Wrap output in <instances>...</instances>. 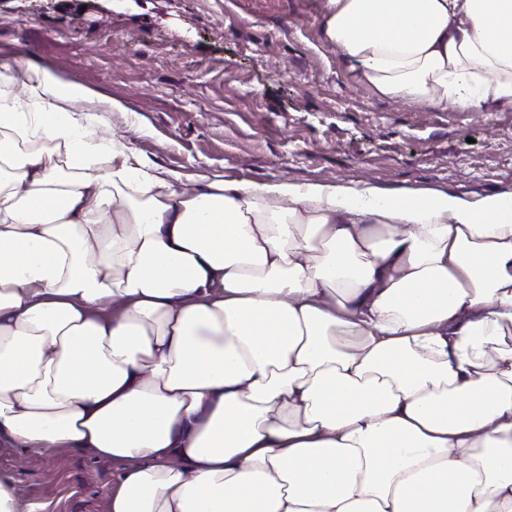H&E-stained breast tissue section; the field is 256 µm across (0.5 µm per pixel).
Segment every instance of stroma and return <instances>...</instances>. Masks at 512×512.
I'll use <instances>...</instances> for the list:
<instances>
[{"instance_id": "1", "label": "stroma", "mask_w": 512, "mask_h": 512, "mask_svg": "<svg viewBox=\"0 0 512 512\" xmlns=\"http://www.w3.org/2000/svg\"><path fill=\"white\" fill-rule=\"evenodd\" d=\"M326 0H0V67L122 110L98 117L185 187L203 177L512 194V107L442 111L357 84L321 35ZM30 512H103L115 468L0 445Z\"/></svg>"}]
</instances>
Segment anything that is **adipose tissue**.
Listing matches in <instances>:
<instances>
[{
	"mask_svg": "<svg viewBox=\"0 0 512 512\" xmlns=\"http://www.w3.org/2000/svg\"><path fill=\"white\" fill-rule=\"evenodd\" d=\"M378 96L512 106V0H326ZM0 71V443L118 464L106 512H512V195L181 189ZM85 100L89 112L68 111Z\"/></svg>",
	"mask_w": 512,
	"mask_h": 512,
	"instance_id": "ef3b65f1",
	"label": "adipose tissue"
}]
</instances>
